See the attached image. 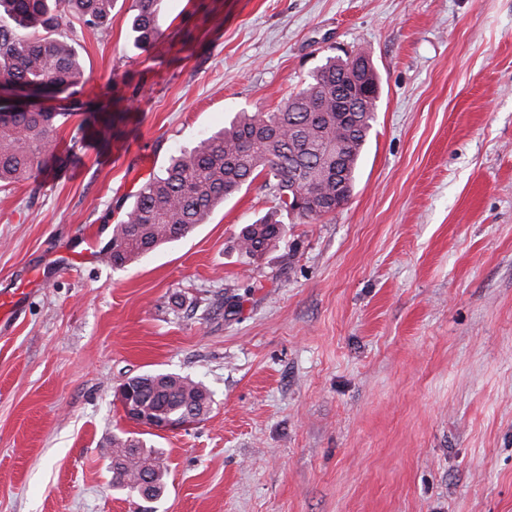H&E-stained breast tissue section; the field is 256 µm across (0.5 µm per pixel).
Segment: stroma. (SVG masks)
Here are the masks:
<instances>
[{"instance_id":"1","label":"stroma","mask_w":512,"mask_h":512,"mask_svg":"<svg viewBox=\"0 0 512 512\" xmlns=\"http://www.w3.org/2000/svg\"><path fill=\"white\" fill-rule=\"evenodd\" d=\"M133 0L75 37L88 82L68 166L0 189V512H512V0ZM370 54L376 118L350 199L289 215L255 180L187 238L117 268L140 186L237 112L274 109L326 57ZM107 91L109 111L87 123ZM173 372L209 415L148 436V499L112 484L128 378ZM159 0H135L131 19V35L135 48L149 51L156 47L162 35ZM283 232L280 221L271 216L254 224H246L238 238L242 253L248 258H254L276 247L283 238Z\"/></svg>"}]
</instances>
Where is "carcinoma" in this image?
I'll return each mask as SVG.
<instances>
[{
    "label": "carcinoma",
    "mask_w": 512,
    "mask_h": 512,
    "mask_svg": "<svg viewBox=\"0 0 512 512\" xmlns=\"http://www.w3.org/2000/svg\"><path fill=\"white\" fill-rule=\"evenodd\" d=\"M112 0H0V81L32 86L74 99L86 83L74 40L75 25L100 35L109 32ZM135 48L148 51L162 35L159 0H134L130 25ZM348 58L331 57L313 71L301 88L268 112H237L224 128L201 137L193 147L170 157L167 165L141 186L121 223L112 228V265L123 267L157 247L176 242L207 223L225 199L264 177L280 211L304 219L321 217L322 202L336 197V175L352 191L357 164L375 122L378 77H364L373 88L351 92L355 108L339 103ZM68 111L20 110L0 120V184L28 178L48 156L60 166L71 154L57 151V123ZM306 189L304 205L293 186ZM283 238L280 221L268 216L245 225L239 234L243 254L254 258ZM144 390L146 405L180 419L202 420L214 403L200 381L177 373H147L130 378ZM113 484L139 489L143 474L152 482L151 496L166 485L168 469L162 453L132 432L112 435L106 443Z\"/></svg>",
    "instance_id": "cac0c4a2"
}]
</instances>
